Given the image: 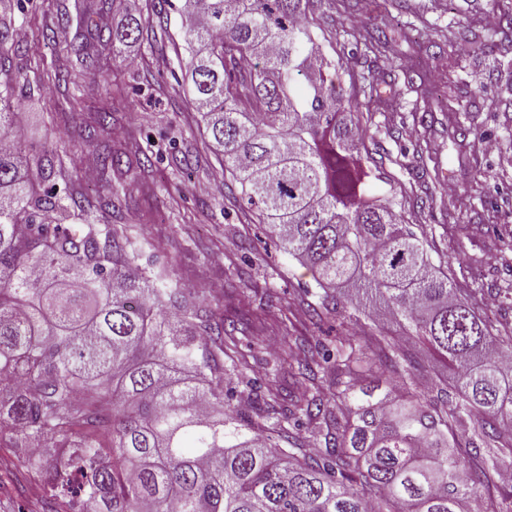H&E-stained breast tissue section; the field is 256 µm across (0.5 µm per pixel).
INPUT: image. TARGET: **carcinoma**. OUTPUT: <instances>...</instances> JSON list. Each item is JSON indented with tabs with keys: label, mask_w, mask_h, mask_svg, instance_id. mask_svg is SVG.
I'll return each instance as SVG.
<instances>
[{
	"label": "carcinoma",
	"mask_w": 512,
	"mask_h": 512,
	"mask_svg": "<svg viewBox=\"0 0 512 512\" xmlns=\"http://www.w3.org/2000/svg\"><path fill=\"white\" fill-rule=\"evenodd\" d=\"M318 0H184L192 104L259 220L323 290L321 307L350 304V319L386 304L458 370L431 395L411 354L391 336L371 355L350 338L338 348L328 392L297 400L268 389L246 416L224 407V364L209 349L208 316L195 293L167 288L132 267L131 242L86 217L118 211L77 186L40 190L56 174L53 148L28 154L11 97L26 80L5 64L22 52L0 17V448H22L0 475L45 512H512V336L435 269L426 240L400 221L395 202L367 194L378 177L354 107L377 94L360 75L342 86L336 57L312 26ZM67 9L42 32L59 61L54 81L78 84L95 52L142 36L129 10L112 28L70 33ZM120 86L106 89L94 123L72 126L88 141L105 128ZM121 152L96 161L118 171ZM83 221L72 233L63 222ZM303 379L321 372L307 339ZM321 447L288 452L300 416Z\"/></svg>",
	"instance_id": "cac0c4a2"
}]
</instances>
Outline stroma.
<instances>
[{"mask_svg": "<svg viewBox=\"0 0 512 512\" xmlns=\"http://www.w3.org/2000/svg\"><path fill=\"white\" fill-rule=\"evenodd\" d=\"M512 0H404L388 14L375 0H350L348 10L321 5L314 17L346 71L369 76L377 97L361 100L365 154L379 167L370 192L395 202L403 223L427 238L432 262L458 288H475L481 313L501 333H512V30L503 18ZM63 0H0L32 48L12 58L29 82L17 92L15 110L22 145L64 146L67 178L93 198L119 195L121 212H97L99 222L126 228L136 244L133 263L160 274L164 286L188 287L204 300L212 321L244 320L247 345L225 343V364L244 365L245 380L231 400L251 414L265 395L273 363L296 365L301 337L333 340L340 314L328 309L320 324L307 310L322 294L311 270L280 246L258 222L239 188H225L228 174L211 152L203 122L191 103L178 54L185 48L182 18L167 8L159 26L157 0H129L146 20L141 40L85 71L79 92L94 115L103 88L119 84L123 99L95 140L71 137L64 115L68 88L48 74L57 64L37 40L54 25ZM495 14V27L485 23ZM407 31V43L382 56L365 52L368 35ZM455 82L452 109L440 111L435 87ZM497 109H489L488 100ZM127 154L128 167L86 177V158L104 146ZM149 155L148 166L138 162ZM455 193H448V185Z\"/></svg>", "mask_w": 512, "mask_h": 512, "instance_id": "obj_1", "label": "stroma"}]
</instances>
